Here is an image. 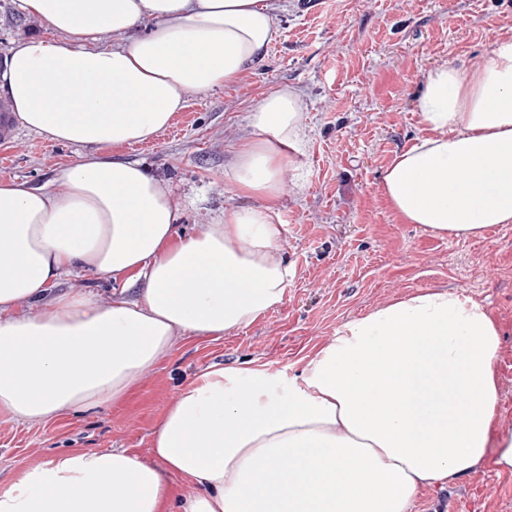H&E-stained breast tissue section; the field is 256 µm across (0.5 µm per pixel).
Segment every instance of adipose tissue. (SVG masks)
Returning a JSON list of instances; mask_svg holds the SVG:
<instances>
[{
  "instance_id": "obj_1",
  "label": "adipose tissue",
  "mask_w": 512,
  "mask_h": 512,
  "mask_svg": "<svg viewBox=\"0 0 512 512\" xmlns=\"http://www.w3.org/2000/svg\"><path fill=\"white\" fill-rule=\"evenodd\" d=\"M17 7L48 33L11 49L0 88L25 127L69 145L154 138L188 93L237 83L278 35L273 0ZM105 32L126 40L88 49ZM423 85L422 134L382 172L390 208L441 237L512 224V33L471 69L431 67ZM303 112L292 87L259 101L225 172L254 206H225L188 236L169 191L135 160L83 156L60 169L62 194L1 182L0 411L33 421L119 402L176 333L217 340L279 305L291 275L279 206L306 151ZM75 268L140 283L138 298L62 293L50 312L16 314ZM500 336L468 294H403L337 327L296 375H201L166 411L154 462L64 452L22 467L0 512H413L425 486L488 461L512 472V433H494ZM174 476L190 492L174 493Z\"/></svg>"
}]
</instances>
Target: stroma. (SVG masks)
<instances>
[{"instance_id":"35a3bbf8","label":"stroma","mask_w":512,"mask_h":512,"mask_svg":"<svg viewBox=\"0 0 512 512\" xmlns=\"http://www.w3.org/2000/svg\"><path fill=\"white\" fill-rule=\"evenodd\" d=\"M279 35L265 62L234 85L191 93L148 142L64 145L19 128L0 143V181L65 192L58 171L92 153L145 161L182 211L184 232L242 204L224 172L252 108L269 92L303 94L308 151L286 174L280 248L293 275L283 302L221 339L177 334L173 346L119 404L27 422L0 412V491L20 465L74 449L126 450L153 462L158 423L180 388L215 367L262 365L294 375L342 323L427 288L483 300L501 330L495 362L500 431L512 432V224L480 237L440 238L401 223L380 192L383 167L420 135L416 99L430 67L477 63L512 32V0H276ZM44 26L0 0V63ZM56 292L101 304L139 287L76 269ZM415 512H512V473L484 467L422 489Z\"/></svg>"}]
</instances>
